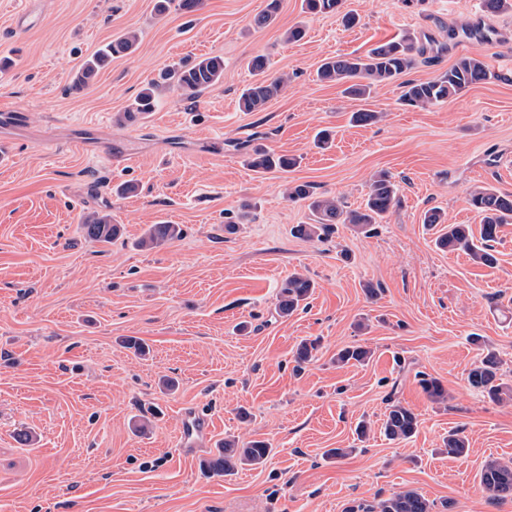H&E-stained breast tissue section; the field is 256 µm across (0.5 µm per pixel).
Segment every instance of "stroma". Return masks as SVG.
Returning <instances> with one entry per match:
<instances>
[{
    "mask_svg": "<svg viewBox=\"0 0 512 512\" xmlns=\"http://www.w3.org/2000/svg\"><path fill=\"white\" fill-rule=\"evenodd\" d=\"M155 3L0 0V108L21 115L0 122V512H343L404 489L447 512H512V499L488 501L479 480L488 459L512 460V403L466 381L489 348L512 384V223L487 268L437 249L421 222L436 208L476 227L473 186L512 192V12L486 14L481 0H346L358 18L348 28L281 0L276 22L256 29L266 0H204L190 13L173 4L161 16ZM300 23L305 37L286 41ZM128 30L137 50L71 91L83 61ZM407 32L426 48L408 79H435L476 51L495 79L426 109L402 105L397 82L365 100L317 82L325 57ZM201 55L224 60L212 92L195 102L164 93L144 123L118 124L160 69ZM257 55L290 84L246 113L238 97ZM361 109L382 121L355 125ZM321 129L333 133L325 149L314 144ZM259 144L297 167L251 171L245 154ZM380 170L400 203L376 233L341 224L323 242L291 235L309 212L284 196V179L355 208ZM127 181L137 193L117 194ZM245 202L250 221L225 232ZM94 211L123 234L86 240L79 218ZM159 223L182 225V238L135 248ZM296 271L315 293L286 319L277 287ZM131 336L146 358L124 346ZM304 339L320 347L298 373ZM357 344L371 350L367 363H333ZM420 371L442 382L447 402L426 396ZM165 377L176 391H161ZM392 400L418 416L410 441L381 431ZM191 416L208 428L187 447ZM456 429L469 440L463 458L443 450ZM21 432L32 442L19 443ZM227 438L274 451L264 466L209 474ZM331 448L349 454L327 458Z\"/></svg>",
    "mask_w": 512,
    "mask_h": 512,
    "instance_id": "35a3bbf8",
    "label": "stroma"
}]
</instances>
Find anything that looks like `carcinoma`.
Here are the masks:
<instances>
[{"instance_id":"cac0c4a2","label":"carcinoma","mask_w":512,"mask_h":512,"mask_svg":"<svg viewBox=\"0 0 512 512\" xmlns=\"http://www.w3.org/2000/svg\"><path fill=\"white\" fill-rule=\"evenodd\" d=\"M281 0H267L266 7L252 20L256 28L273 24L278 16ZM342 0H303L304 12L309 14L335 13ZM139 36L127 31L100 47L85 61L73 77L71 89L83 91L90 88L98 71L112 58L127 55L136 49ZM416 39L409 33L382 42L363 56H334L323 60L317 70V78L324 83L344 86V93L366 99L374 87L399 79L415 65ZM249 68L257 76L238 98L242 112H260L265 105L279 95L287 86V79L267 75L266 59L260 55L249 61ZM224 76V59L220 56H201L162 70L158 77L148 82L145 88L124 111L120 121L131 122L138 114L147 115L158 104L163 91H173L187 100L196 101L205 92L218 85ZM495 74L491 72L482 54L476 52L459 58L448 71L430 81H407L403 83V103L425 108L447 101L465 88L484 83ZM254 171L276 170L286 173L297 164V158L277 154L256 147L245 159ZM287 197L293 201L307 202L309 223L298 224L293 232L300 238L313 241L328 236L338 224H350L367 234L375 230L398 204V188L386 172L373 176L370 191L363 206L351 209L335 197L317 196L307 183H288ZM469 205L481 217L479 233H474L470 224H447L441 211L432 208L424 212L422 223L428 227H439L436 245L450 252H461L474 263L493 268L498 259L494 243L499 228L512 220V194L493 186H478L469 192ZM79 229L89 240L107 244L120 233V225L111 222L107 213L94 212L82 216ZM183 229L178 224H150L136 242L142 250H152L179 239ZM314 281L305 274L295 273L284 280L278 292V311L286 318L306 306L314 292ZM371 355L363 345L346 347L336 353L338 364L355 362L362 364ZM501 360L493 352L487 353L467 375L470 387L480 391L496 403L512 402V385L501 381ZM418 383L426 396L434 402L447 399V391L435 377L419 374ZM383 434L392 441H408L418 430V417L414 411L399 401L388 405L382 422ZM446 453L455 458L467 455L469 441L464 431L457 429L448 434L444 442ZM272 453L269 443L260 440L240 442L224 439L218 456L208 461L214 473L231 476L245 466L263 465ZM480 486L487 498L494 502L512 498V462L488 461L480 473ZM345 512H434V503L412 489L380 499L374 504H357L345 508Z\"/></svg>"}]
</instances>
